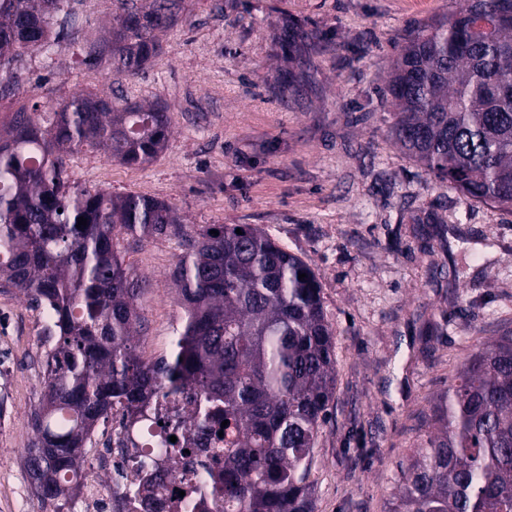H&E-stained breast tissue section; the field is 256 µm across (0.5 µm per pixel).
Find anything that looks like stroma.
Listing matches in <instances>:
<instances>
[{
	"instance_id": "35a3bbf8",
	"label": "stroma",
	"mask_w": 512,
	"mask_h": 512,
	"mask_svg": "<svg viewBox=\"0 0 512 512\" xmlns=\"http://www.w3.org/2000/svg\"><path fill=\"white\" fill-rule=\"evenodd\" d=\"M463 0H184L134 75L84 62L116 0H70L49 51L25 56L0 126L33 103L118 95L164 107L171 133L141 167L86 147L67 180L172 202L186 224H256L315 273L334 332L336 392L313 452L315 512H391L437 396L512 330V213L465 197L388 137L395 45ZM290 54L276 43L286 25ZM294 86L279 95L276 77ZM143 276V356L168 355L184 318L176 239L119 243ZM45 323L0 289V512H53L24 466L44 387Z\"/></svg>"
}]
</instances>
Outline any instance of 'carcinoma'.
Segmentation results:
<instances>
[{
	"mask_svg": "<svg viewBox=\"0 0 512 512\" xmlns=\"http://www.w3.org/2000/svg\"><path fill=\"white\" fill-rule=\"evenodd\" d=\"M68 2L0 0L1 86L16 81L19 60L48 48ZM180 3L122 0L109 39L85 61L101 60L108 47L121 71L138 72ZM398 48L382 89L393 107L390 139L464 195L512 211V0H464ZM169 132L164 109L104 97L37 104L13 113L0 132V286L47 312L44 334L56 337L28 418L25 464L35 493L66 501L80 489L62 475L81 473L87 442L112 409L137 420L151 396L188 388L193 408L156 409L164 435L154 466L138 477V512H158L146 492L167 464L194 452L183 440L191 430L197 446H216L224 467L186 478L183 506L314 512L310 462L335 393L336 358L312 269L254 224L190 229L165 200L70 185L58 168L61 154L85 146L141 166ZM79 217L87 225L76 227ZM159 236L182 247L172 279L185 318L171 354L147 360L138 351L147 283L116 242ZM430 421L393 512H512L511 330L471 355Z\"/></svg>",
	"mask_w": 512,
	"mask_h": 512,
	"instance_id": "obj_1",
	"label": "carcinoma"
}]
</instances>
